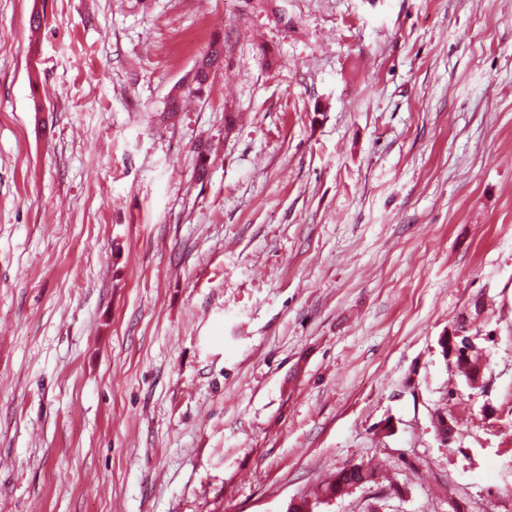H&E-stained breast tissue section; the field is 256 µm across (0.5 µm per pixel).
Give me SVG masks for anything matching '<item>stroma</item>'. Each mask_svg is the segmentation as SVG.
I'll return each instance as SVG.
<instances>
[{"label":"stroma","mask_w":512,"mask_h":512,"mask_svg":"<svg viewBox=\"0 0 512 512\" xmlns=\"http://www.w3.org/2000/svg\"><path fill=\"white\" fill-rule=\"evenodd\" d=\"M303 497L512 512V0H0V512ZM224 45H218L217 43H212L210 46V50L208 53L201 59V64L199 68L196 70L194 75L195 85L194 89L189 88V93H201L207 80L209 78L210 71L212 67L217 63L216 66H219L220 63L224 61ZM220 59V60H219ZM458 337H464V332H458ZM470 336H465V345L461 343L460 347L457 349L455 346V351L452 354L453 346L450 345L448 340V334L441 336L438 340L439 347L441 348V355L444 360L448 363V359L451 363L454 364L456 370L465 377L466 381L469 382L474 388H481L483 386H479L483 383V370L481 369L478 360L472 354L473 347H469L468 344L471 342ZM482 370V372H481ZM481 378V382H480ZM480 382V383H479ZM376 471L365 464H350L336 472V475L318 489V498L323 500L333 496H343L353 488L375 482ZM338 498V497H337Z\"/></svg>","instance_id":"obj_1"}]
</instances>
